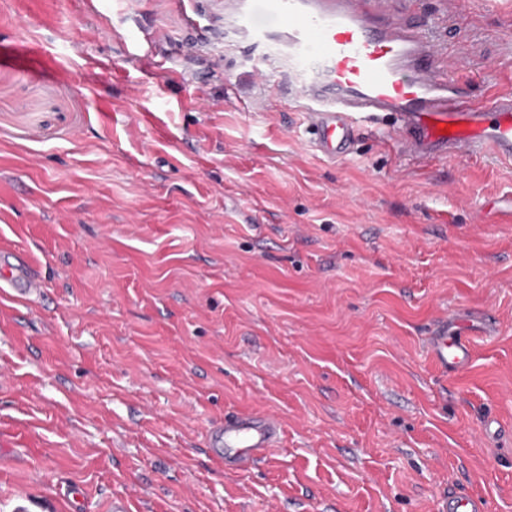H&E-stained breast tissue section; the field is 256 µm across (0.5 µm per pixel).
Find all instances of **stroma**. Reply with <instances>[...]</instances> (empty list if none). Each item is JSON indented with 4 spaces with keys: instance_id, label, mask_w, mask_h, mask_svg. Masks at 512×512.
<instances>
[{
    "instance_id": "35a3bbf8",
    "label": "stroma",
    "mask_w": 512,
    "mask_h": 512,
    "mask_svg": "<svg viewBox=\"0 0 512 512\" xmlns=\"http://www.w3.org/2000/svg\"><path fill=\"white\" fill-rule=\"evenodd\" d=\"M512 91V0H391ZM224 0H0V512H512V164L330 162ZM458 314L473 358L424 339ZM266 412L246 472L212 421ZM7 282L10 288L1 287V299L7 298L15 302L24 303L29 300L30 294L37 290L34 288V282L31 280L26 265L19 266L16 273L9 276ZM459 333L448 332V316L439 321L433 336L426 346L430 356L442 372L458 371L468 366L471 359L470 345L459 337ZM444 512H486L487 503L484 499L463 491H449L444 501Z\"/></svg>"
}]
</instances>
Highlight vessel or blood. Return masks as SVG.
I'll return each instance as SVG.
<instances>
[{
	"label": "vessel or blood",
	"instance_id": "1",
	"mask_svg": "<svg viewBox=\"0 0 512 512\" xmlns=\"http://www.w3.org/2000/svg\"><path fill=\"white\" fill-rule=\"evenodd\" d=\"M389 0H224L244 34L278 40L303 64L293 93L305 112L312 147L325 159L353 153L363 121L392 117V128L410 156L436 153L487 156L512 162V93L490 106L469 101L468 86L452 73L441 50L423 31L388 15ZM34 290L27 266L8 278L0 297L26 302ZM426 346L442 372L468 366L471 349L440 321ZM272 416L225 417L210 429L211 443L236 453L229 468L244 471L277 443ZM443 512H487L481 497L449 492Z\"/></svg>",
	"mask_w": 512,
	"mask_h": 512
}]
</instances>
